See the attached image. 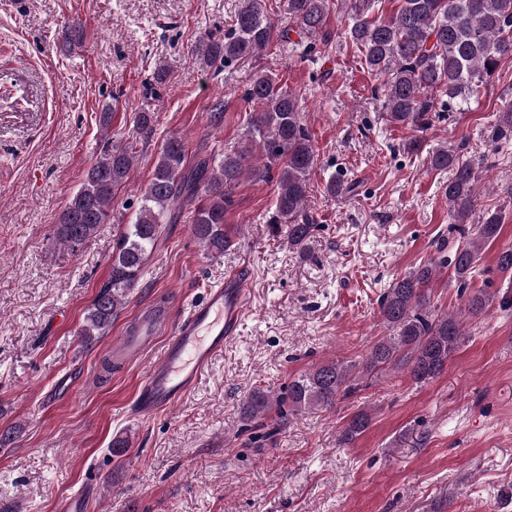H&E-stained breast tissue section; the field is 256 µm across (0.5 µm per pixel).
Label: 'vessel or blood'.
<instances>
[{
  "instance_id": "b4317fda",
  "label": "vessel or blood",
  "mask_w": 512,
  "mask_h": 512,
  "mask_svg": "<svg viewBox=\"0 0 512 512\" xmlns=\"http://www.w3.org/2000/svg\"><path fill=\"white\" fill-rule=\"evenodd\" d=\"M248 309V293L239 272L210 288L178 319L163 305L139 315L113 350L124 361L137 357L156 337H165L160 359L147 371L134 401V412L151 419L183 401L196 387L212 361L223 353Z\"/></svg>"
}]
</instances>
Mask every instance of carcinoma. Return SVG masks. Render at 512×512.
<instances>
[{
    "instance_id": "obj_1",
    "label": "carcinoma",
    "mask_w": 512,
    "mask_h": 512,
    "mask_svg": "<svg viewBox=\"0 0 512 512\" xmlns=\"http://www.w3.org/2000/svg\"><path fill=\"white\" fill-rule=\"evenodd\" d=\"M350 23L346 39L364 56L367 68L384 78V110L389 121L416 132L428 130L437 117L441 97L463 107L480 93L502 57L512 56V0H403L390 16L374 17L375 0H346ZM265 0H239L224 38L202 48L204 64L217 72L262 55L272 45L292 43L290 32L312 36L325 25L329 0H287L291 27L274 33L264 11ZM243 99L253 106L240 141L224 151L217 166L212 159L191 162L185 139L171 136L163 143L152 178L137 197L133 223L120 233L112 252L108 281L88 308L80 330L92 343L112 325L136 288L162 224L177 222L191 210V230L204 250L222 255L233 246L232 229L224 216L234 203V189L251 175L276 179L277 194L266 223L274 234H285L288 245L302 252L316 228L307 209L310 173L316 163L312 132L306 125L296 93L266 70L249 78ZM496 137H512V103L495 114ZM138 142H106L101 155L87 169L77 192L58 217L60 239L81 246L107 223L117 192L124 188L137 158ZM463 147L440 144L428 152L435 171H448L443 185L448 213L455 224L468 223L476 212V172L463 159ZM502 215L486 212L474 236L458 242L450 256L427 261L395 279L380 297L379 314L390 336L375 341L359 363L329 362L306 371L276 396L253 392L244 408L246 420L270 411L276 426L264 438L275 443L280 426L302 410L328 407L336 398H350L367 380L386 370H405L415 383L440 375L463 340L460 317L428 308L431 285L439 267L453 270L458 288H468L482 250L501 231ZM489 306L480 291L469 296L465 311L479 317ZM371 414L356 411L341 430L347 444L370 425Z\"/></svg>"
}]
</instances>
